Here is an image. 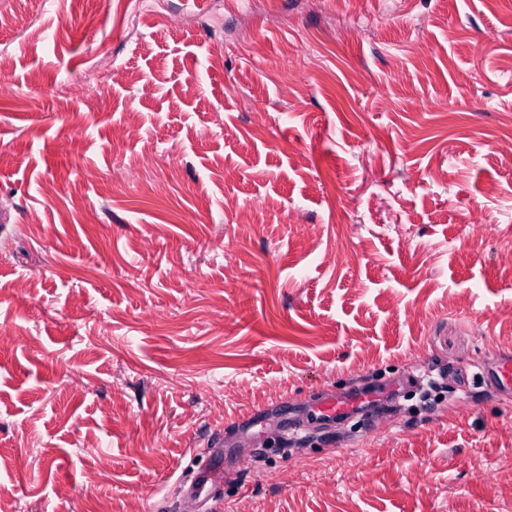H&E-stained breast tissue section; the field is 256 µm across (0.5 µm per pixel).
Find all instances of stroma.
I'll list each match as a JSON object with an SVG mask.
<instances>
[{"label":"stroma","instance_id":"35a3bbf8","mask_svg":"<svg viewBox=\"0 0 512 512\" xmlns=\"http://www.w3.org/2000/svg\"><path fill=\"white\" fill-rule=\"evenodd\" d=\"M128 2L0 0V512H512V0ZM483 374L490 384L497 389L508 392L512 391V351H502L495 363L488 369L482 367ZM398 390L399 384H391L381 389L356 390L340 397H325L305 407L295 415L293 421L308 429L334 425L336 421L348 420L358 415L365 408L385 403ZM203 447L208 449L206 465L195 473H191L190 480H183L182 488L205 503L211 502L206 511H213L212 505L219 501L213 495L214 486L224 480V454L220 450L213 449L222 447H217L210 439Z\"/></svg>","mask_w":512,"mask_h":512}]
</instances>
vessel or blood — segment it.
<instances>
[{
	"mask_svg": "<svg viewBox=\"0 0 512 512\" xmlns=\"http://www.w3.org/2000/svg\"><path fill=\"white\" fill-rule=\"evenodd\" d=\"M490 384L497 389L512 391V351L500 353L486 371ZM397 385L391 384L370 391L356 390L340 397H326L308 405L294 417L296 424L309 429L330 426L358 415L363 409L375 407L394 397ZM224 479V455L219 450H208L206 465L183 482V489L204 502L214 499L213 489Z\"/></svg>",
	"mask_w": 512,
	"mask_h": 512,
	"instance_id": "vessel-or-blood-1",
	"label": "vessel or blood"
}]
</instances>
